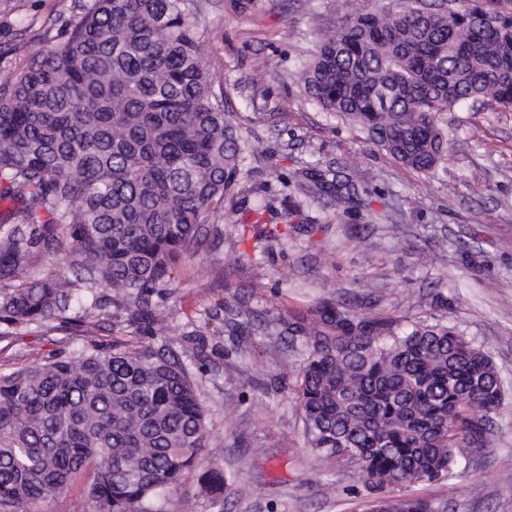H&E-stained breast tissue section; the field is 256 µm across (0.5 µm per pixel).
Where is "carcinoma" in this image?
I'll return each mask as SVG.
<instances>
[{
	"label": "carcinoma",
	"mask_w": 512,
	"mask_h": 512,
	"mask_svg": "<svg viewBox=\"0 0 512 512\" xmlns=\"http://www.w3.org/2000/svg\"><path fill=\"white\" fill-rule=\"evenodd\" d=\"M346 16L294 74L306 96L433 177L448 152L441 116L470 100L512 110V0H448ZM193 0H73L64 37L0 81V342L32 325H84L85 342L0 371V512H33L74 488L91 512H158L203 464L206 408L180 356L96 342L122 318L163 330L158 301L202 230L224 218L245 145L224 86L199 51ZM312 197L350 189L306 173ZM39 258L57 270L35 277ZM301 342L294 392L307 448L343 460L366 512H442L401 485L461 477L488 448L505 383L454 326L319 300L280 318ZM214 500L229 478L207 474Z\"/></svg>",
	"instance_id": "obj_1"
}]
</instances>
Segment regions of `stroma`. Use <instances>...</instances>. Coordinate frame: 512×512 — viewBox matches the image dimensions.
I'll use <instances>...</instances> for the list:
<instances>
[{
	"instance_id": "obj_1",
	"label": "stroma",
	"mask_w": 512,
	"mask_h": 512,
	"mask_svg": "<svg viewBox=\"0 0 512 512\" xmlns=\"http://www.w3.org/2000/svg\"><path fill=\"white\" fill-rule=\"evenodd\" d=\"M405 0H263L241 14L232 0H199L200 51L215 61L224 105L259 154L247 158L208 225L196 260L178 266L174 293L161 303L166 339L191 371L207 408L202 456L233 477L224 512H360L367 491L352 468L317 460L306 448L296 407L297 355L281 339L277 316L335 299L360 311L457 326L502 371L506 399L489 448L466 477L395 488L441 504L445 512H512V111L479 100L445 116L466 154L449 156L428 179L400 166L356 126L322 110L290 80L318 34L344 16L401 8ZM72 0H22L16 17L32 27L0 64L26 61L59 38ZM267 74L257 78L255 63ZM316 165L353 175L355 193L314 200L299 173ZM299 205L296 231L255 255L242 241L254 209ZM241 301L263 326L232 337L207 314ZM81 337L49 327L0 343V365L39 362ZM186 473L161 500L163 512H215L200 480Z\"/></svg>"
}]
</instances>
